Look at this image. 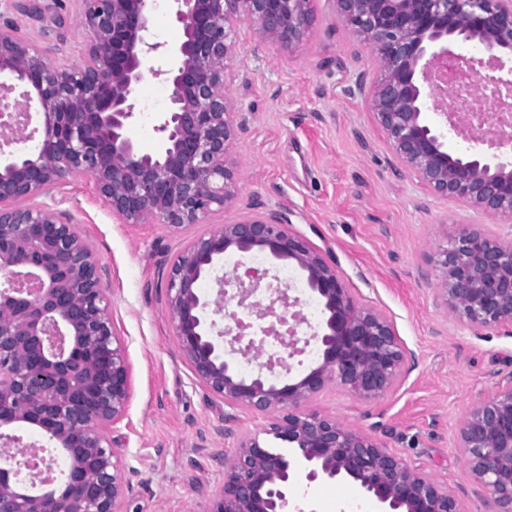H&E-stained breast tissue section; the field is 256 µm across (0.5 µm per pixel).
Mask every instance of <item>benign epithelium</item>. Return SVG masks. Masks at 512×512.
<instances>
[{
	"label": "benign epithelium",
	"instance_id": "obj_1",
	"mask_svg": "<svg viewBox=\"0 0 512 512\" xmlns=\"http://www.w3.org/2000/svg\"><path fill=\"white\" fill-rule=\"evenodd\" d=\"M91 40L83 61L49 65L31 45L0 33V74L37 108L42 136L35 152L0 161V439L18 424L40 428L67 462L64 480L20 478L33 461L0 457V512H125L124 464L112 427L125 414L131 373L112 331L97 260L73 225L24 201L70 179L91 178L112 213L129 224L148 219L180 227L200 223L234 198L238 170L227 158L244 129L224 93L226 62L243 16L262 36L291 48L306 39L314 0H174L184 40H151V0H83ZM336 17L380 61L370 84L371 109L399 166L443 200L493 220L512 222V161L477 146L451 149L431 119L448 121L429 74L452 56L477 51L512 57V0H334ZM164 56L170 106L157 127V151L128 136L133 94L146 62ZM512 94V77L479 76L473 94ZM258 250L296 263L322 306L314 332L320 354L297 378L243 376L210 336L196 284L214 259ZM438 291L447 311L471 325H512V237L459 230L440 253ZM175 336L195 375L224 402L271 415L268 432L290 445L298 466L255 440L239 444L224 485L204 512H297L300 479L351 480L377 512H462L434 478L409 467L373 436L302 406L329 383L374 399L415 367L391 322L357 302L326 258L270 213L195 240L165 278ZM234 325L219 335L241 339L236 313L215 303ZM487 512H512V375L473 408L459 431Z\"/></svg>",
	"mask_w": 512,
	"mask_h": 512
}]
</instances>
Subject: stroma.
Masks as SVG:
<instances>
[{
  "label": "stroma",
  "instance_id": "1",
  "mask_svg": "<svg viewBox=\"0 0 512 512\" xmlns=\"http://www.w3.org/2000/svg\"><path fill=\"white\" fill-rule=\"evenodd\" d=\"M83 0H0V30L52 64H79L90 41ZM229 95L245 122L232 146L237 196L198 224H127L94 182L77 178L31 196L29 206L72 224L98 261L108 313L131 372L125 417L112 438L125 464L126 512H203L224 484V463L244 440L266 447L270 418L210 393L181 354L167 312L164 276L196 239L263 212L335 264L359 303L389 318L416 368L385 395L365 400L329 384L305 411L371 433L410 467L447 486L465 512H484L458 448L465 415L512 375V327L477 328L448 314L436 291L435 256L462 228L512 235L496 222L435 197L401 170L356 87L378 61L315 0L308 37L292 49L235 27ZM165 77L145 73L134 92L129 137L154 152L169 107ZM348 481L300 482L302 512H340L359 500Z\"/></svg>",
  "mask_w": 512,
  "mask_h": 512
}]
</instances>
